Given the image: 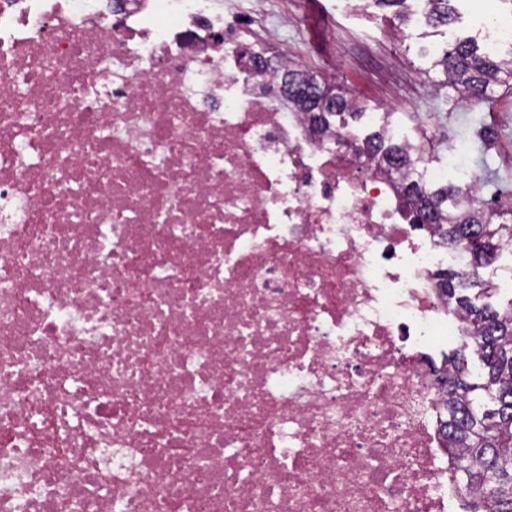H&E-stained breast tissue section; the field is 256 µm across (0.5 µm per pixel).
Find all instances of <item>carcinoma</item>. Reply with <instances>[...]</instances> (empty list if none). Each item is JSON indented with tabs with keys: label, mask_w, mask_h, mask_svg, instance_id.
<instances>
[{
	"label": "carcinoma",
	"mask_w": 512,
	"mask_h": 512,
	"mask_svg": "<svg viewBox=\"0 0 512 512\" xmlns=\"http://www.w3.org/2000/svg\"><path fill=\"white\" fill-rule=\"evenodd\" d=\"M448 2L430 0L427 13L419 17L410 0H374L380 7L395 8L402 24L432 29L448 25ZM431 72L440 76L442 86L484 103L495 87L512 84V52L501 58L495 51L460 42L434 54L425 69ZM297 74L298 70L288 68L281 78L288 81V96L311 114L317 128L334 125L336 117L344 127L347 118L362 115V107L346 94L321 86L312 76L306 87L294 88ZM362 148L384 170L405 177L401 195L406 210L419 213L440 238L465 252V265L443 272L441 278L443 291L466 317L463 345L448 360L446 450L457 486L471 497L468 512H512V303L498 310L481 301L480 296H488L494 286L479 273L512 244V209L500 206L490 214L475 196L460 207L457 186L427 185L422 146L388 139L382 128L368 134ZM472 354L482 363L475 381L468 369ZM462 460L469 467L466 478Z\"/></svg>",
	"instance_id": "carcinoma-1"
}]
</instances>
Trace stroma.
Segmentation results:
<instances>
[{"label": "stroma", "instance_id": "1", "mask_svg": "<svg viewBox=\"0 0 512 512\" xmlns=\"http://www.w3.org/2000/svg\"><path fill=\"white\" fill-rule=\"evenodd\" d=\"M307 2L288 0V12L296 18L295 29L287 33L296 66L366 108L365 117L350 125L354 134L366 135L378 114L391 113L402 138L430 134V167L447 172L450 182L458 175L448 168V149L462 144L477 196L488 200L512 193V165L501 160L505 143H512V87H496L489 102L478 104L423 73L428 50L464 38L484 41L485 19L512 12V0H451L450 25L432 36L409 28L399 42L389 26L392 10L380 11V23L373 24L346 10L342 0H322L329 21L319 49L311 42Z\"/></svg>", "mask_w": 512, "mask_h": 512}]
</instances>
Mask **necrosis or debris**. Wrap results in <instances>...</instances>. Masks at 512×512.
I'll list each match as a JSON object with an SVG mask.
<instances>
[{"label": "necrosis or debris", "instance_id": "necrosis-or-debris-1", "mask_svg": "<svg viewBox=\"0 0 512 512\" xmlns=\"http://www.w3.org/2000/svg\"><path fill=\"white\" fill-rule=\"evenodd\" d=\"M256 13L0 0V512H448L464 254Z\"/></svg>", "mask_w": 512, "mask_h": 512}]
</instances>
